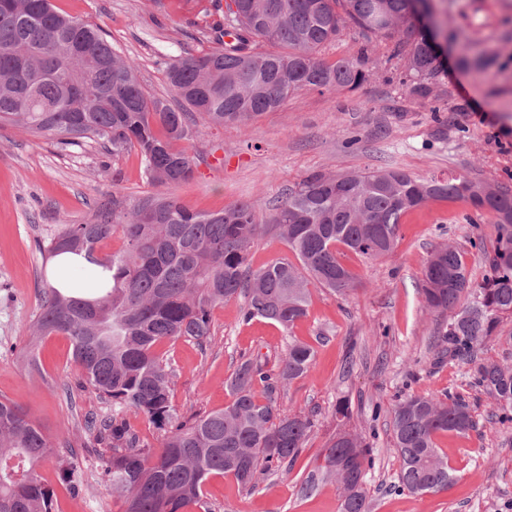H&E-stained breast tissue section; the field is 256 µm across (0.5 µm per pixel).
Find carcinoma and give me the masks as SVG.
<instances>
[{
  "mask_svg": "<svg viewBox=\"0 0 512 512\" xmlns=\"http://www.w3.org/2000/svg\"><path fill=\"white\" fill-rule=\"evenodd\" d=\"M214 7L204 9L212 20L199 30L208 48L186 49L164 62L167 99L144 88L134 63L101 28L58 12L51 0H0V126L51 136L65 148L95 141L115 158L134 152L150 183L174 187L194 178L196 157L182 143L202 129L253 121L303 88L361 86L369 76L367 47L352 58L322 57L349 25L396 39L402 84L416 97L430 95L443 68L434 29L444 22L418 0H217ZM469 181L464 174L429 179L383 168L339 182L313 174L265 225L252 202L197 212L171 193L131 199L114 192L89 222L57 225L40 247L53 261L56 285L44 291L31 336L70 339L84 387L104 404L84 426L125 512L201 509L212 475H231L252 490L260 466L291 469L313 426L306 415L277 409L281 390L313 364L309 344L291 340L275 373L253 358L241 360L226 383L230 403L191 421L180 420L171 404L174 374L157 347L180 339L206 346L212 310L239 297L243 321L260 317L292 329L307 314L309 286L348 295L355 277L344 263L347 253L389 254L403 215L431 200L463 201L492 215L501 231L485 280H471L457 248H436L423 267L420 292L424 309L447 319L448 356L472 366L474 386L512 413V367L477 355L490 339L512 345V331L502 329L512 320V221L505 222L512 218V194L497 187L469 196ZM263 231L281 240L295 261L251 269V248ZM115 236L123 246L101 253ZM79 261L96 268L92 282L68 278ZM128 411L169 428L159 450L126 423ZM473 427L468 402L449 390L399 402L392 431L402 488L411 494L448 489L455 476L434 437ZM337 437L341 445L324 449L323 463L302 480L300 494L334 483L342 512H370L371 449L357 433ZM348 448L358 452L349 456ZM53 455L67 463L69 489L82 491L73 447L54 442L17 403L1 398L0 512H54V491L36 472Z\"/></svg>",
  "mask_w": 512,
  "mask_h": 512,
  "instance_id": "1",
  "label": "carcinoma"
}]
</instances>
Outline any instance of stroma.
I'll return each mask as SVG.
<instances>
[{
	"instance_id": "1",
	"label": "stroma",
	"mask_w": 512,
	"mask_h": 512,
	"mask_svg": "<svg viewBox=\"0 0 512 512\" xmlns=\"http://www.w3.org/2000/svg\"><path fill=\"white\" fill-rule=\"evenodd\" d=\"M53 3L103 27L137 64L153 95L167 90L164 60L184 48L203 47L188 36L181 15L157 16L149 0ZM433 6L440 19L473 34L474 41L466 51L455 44L445 48L446 69L429 98L414 97L402 86L391 60L394 40L346 29L322 54L335 61L368 46L370 72L361 87L303 89L248 124L203 130L189 145L199 155L197 173L175 187V195L199 212L249 201L264 224L288 190L314 172L465 174L512 190V0H433ZM465 52L490 57L492 64L484 70L464 67ZM115 190L138 198L157 188L143 178L136 155L115 158L93 142L63 149L46 137L0 130V397L21 405L51 438L80 448L77 465L87 492L67 490L56 459L38 468L55 491L58 512H124L125 505L107 487L101 460L82 451L84 417L100 411L102 403L81 389L69 339L49 336L30 344L42 289L52 280L37 241L54 225L87 222L95 202ZM476 232L483 239L480 251L470 244ZM498 237L490 215L461 201H432L403 217L388 255L348 254L355 290L340 297L312 289L307 315L292 330L261 318L242 321L243 302L233 299L213 310L207 347L185 340L158 346L175 374L172 405L185 418L229 403L225 382L240 356L274 370L291 340L314 350L308 374L278 399L281 410L314 418L293 469L268 474L251 492L233 477L211 476L203 499L212 512H340L335 484H323L308 497L300 495L299 485L341 428L361 434L372 449L366 476L371 512H512V421L501 419L492 400L472 386L469 365L437 360L446 324L423 310L419 293L421 269L436 246L463 251L470 277L479 283L490 271ZM449 389L464 396L475 421L467 434L435 437L455 480L440 493L400 491L392 410L406 396Z\"/></svg>"
}]
</instances>
